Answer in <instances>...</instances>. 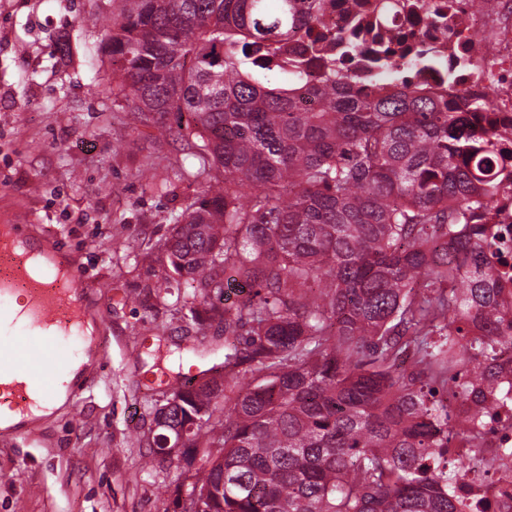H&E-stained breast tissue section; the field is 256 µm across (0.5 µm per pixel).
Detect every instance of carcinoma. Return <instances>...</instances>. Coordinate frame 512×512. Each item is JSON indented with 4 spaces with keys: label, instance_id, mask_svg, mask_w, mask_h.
I'll list each match as a JSON object with an SVG mask.
<instances>
[{
    "label": "carcinoma",
    "instance_id": "cac0c4a2",
    "mask_svg": "<svg viewBox=\"0 0 512 512\" xmlns=\"http://www.w3.org/2000/svg\"><path fill=\"white\" fill-rule=\"evenodd\" d=\"M319 0H120L113 101L215 168L172 217L156 297L224 328V361L152 406L153 453L203 450L184 512H461L448 468L512 310L478 237L495 134L401 82L314 81L288 40ZM320 100L311 111L306 97ZM456 255L448 257V239ZM239 288L224 304L226 288ZM483 322L470 338L469 322Z\"/></svg>",
    "mask_w": 512,
    "mask_h": 512
}]
</instances>
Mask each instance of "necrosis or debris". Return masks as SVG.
I'll return each instance as SVG.
<instances>
[{
	"instance_id": "necrosis-or-debris-1",
	"label": "necrosis or debris",
	"mask_w": 512,
	"mask_h": 512,
	"mask_svg": "<svg viewBox=\"0 0 512 512\" xmlns=\"http://www.w3.org/2000/svg\"><path fill=\"white\" fill-rule=\"evenodd\" d=\"M314 39L323 40L325 54L346 69L360 94L384 93L389 72L444 109L465 110L475 97L485 101L484 110L469 114L467 127L475 136L495 131L499 189L478 225L495 283L512 299V0H494L483 11L472 0H324L305 40L294 47L316 74L322 62L306 50ZM412 58L419 64L410 69ZM453 413L473 424L449 458L478 451L512 460V349L502 348L497 357L494 388L456 404ZM496 486L493 478L483 487L469 478L456 494L473 512H512V499Z\"/></svg>"
}]
</instances>
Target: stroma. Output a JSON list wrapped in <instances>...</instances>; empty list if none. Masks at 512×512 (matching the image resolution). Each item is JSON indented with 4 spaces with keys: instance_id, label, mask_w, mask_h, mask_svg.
Returning a JSON list of instances; mask_svg holds the SVG:
<instances>
[{
    "instance_id": "obj_1",
    "label": "stroma",
    "mask_w": 512,
    "mask_h": 512,
    "mask_svg": "<svg viewBox=\"0 0 512 512\" xmlns=\"http://www.w3.org/2000/svg\"><path fill=\"white\" fill-rule=\"evenodd\" d=\"M115 0H0V225L84 275L96 342L80 393L0 438V512H179L184 455L156 458L152 401L180 368L222 362L219 323L164 305L162 244L203 188L161 124L112 102L102 50ZM163 191L143 187L142 173Z\"/></svg>"
}]
</instances>
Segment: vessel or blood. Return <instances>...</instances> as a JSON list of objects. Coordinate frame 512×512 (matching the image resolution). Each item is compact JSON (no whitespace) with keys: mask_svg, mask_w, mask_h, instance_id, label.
Wrapping results in <instances>:
<instances>
[{"mask_svg":"<svg viewBox=\"0 0 512 512\" xmlns=\"http://www.w3.org/2000/svg\"><path fill=\"white\" fill-rule=\"evenodd\" d=\"M28 294L25 309L13 310L9 303L12 293ZM84 279L71 272L68 280L59 279L52 267L31 274L23 258V250L13 241H0V322L11 320L15 331L0 335V404L17 413H25L33 395L48 398V387L38 359L23 346L21 333L39 336L42 350L57 348L77 333L83 317L81 300Z\"/></svg>","mask_w":512,"mask_h":512,"instance_id":"b4317fda","label":"vessel or blood"}]
</instances>
